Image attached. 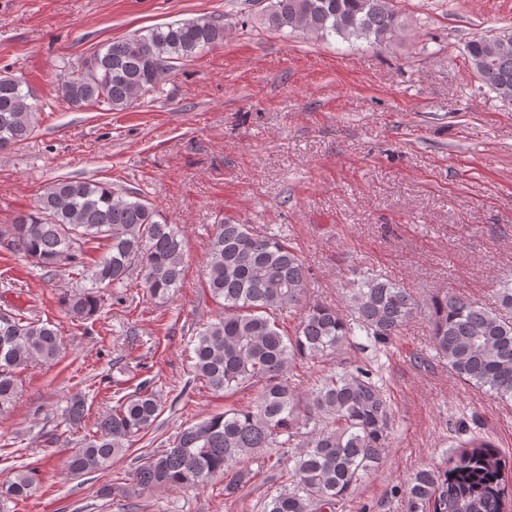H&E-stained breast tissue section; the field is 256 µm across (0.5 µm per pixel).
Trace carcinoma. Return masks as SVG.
Listing matches in <instances>:
<instances>
[{"mask_svg": "<svg viewBox=\"0 0 512 512\" xmlns=\"http://www.w3.org/2000/svg\"><path fill=\"white\" fill-rule=\"evenodd\" d=\"M265 22L319 38L363 39L380 47L397 36L400 17L392 0H271ZM224 43V23L202 15L161 24L114 40L80 66L63 73L57 91L80 109L104 104L110 111L134 105L176 68ZM466 56L481 83L512 101V32L467 42ZM37 96L29 85L0 74V151L28 140L37 123ZM14 250L49 275L70 265L79 276L60 304L72 320H97L105 288L141 279L146 295L168 301L180 288L185 237L141 193L106 182L64 178L48 185L29 213L0 231ZM96 240L106 250L86 265L84 247ZM310 269L283 236L248 224L214 225L206 264V287L223 301L224 316L193 341L195 377L214 393L253 391L244 408H226L183 428L169 447L139 460L125 495L140 489L180 490L224 478L233 497L250 471L231 466L254 456L280 470V485L262 512H338L389 447L392 405L378 355L401 335L417 312L409 289L379 274L364 277L345 295V310L307 299ZM431 346L462 383L512 402V286L498 292V306L439 292L426 304ZM297 317L293 333L285 317ZM364 341H359V338ZM57 328L16 310L0 322V414L13 407L20 373L34 361L54 364L61 353ZM372 350L367 360L353 349ZM336 366L302 389L298 368ZM85 400L70 398L65 416L78 424ZM161 414L155 392L141 385L120 397L68 458L75 474L104 470L112 458L155 424ZM448 469L417 471L398 490L406 512H505L512 500L506 473L512 463L483 436L476 417L453 425ZM34 470L21 469L0 483V504L24 501L35 490Z\"/></svg>", "mask_w": 512, "mask_h": 512, "instance_id": "obj_1", "label": "carcinoma"}]
</instances>
